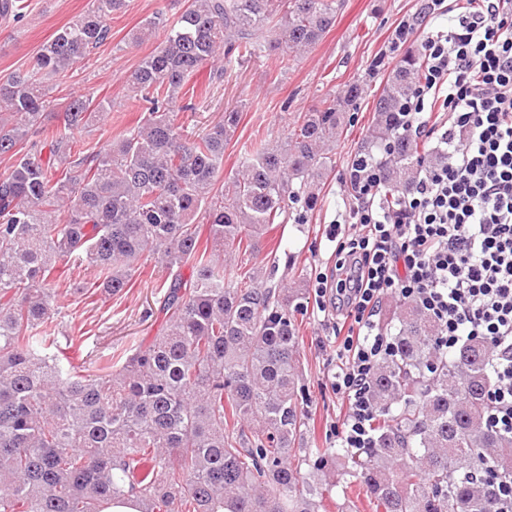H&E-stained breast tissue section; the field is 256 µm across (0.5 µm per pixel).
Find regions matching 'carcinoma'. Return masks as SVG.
Segmentation results:
<instances>
[{
	"instance_id": "1",
	"label": "carcinoma",
	"mask_w": 512,
	"mask_h": 512,
	"mask_svg": "<svg viewBox=\"0 0 512 512\" xmlns=\"http://www.w3.org/2000/svg\"><path fill=\"white\" fill-rule=\"evenodd\" d=\"M126 0L88 9L42 46L31 68L0 82V512H102L133 498L141 512H319L330 488L308 469L339 463L376 512H493L489 476L512 473V436L486 425L480 340L443 358L438 326L418 304L395 311L396 356L378 367L374 445L355 452L301 448L310 431L299 381V335L288 294L226 276L223 255L261 250L288 203L312 211L335 166L345 107L361 85L322 99L280 143H255L241 173L220 179L241 115L226 111L200 132L178 122L198 103L185 87L201 68L273 50L313 48L336 23L337 0H185L174 23L159 10L133 44L161 32L128 84L143 109L136 125L99 148L75 132L108 102L69 93L61 125L39 142L49 80H63L110 34ZM422 68L408 54L375 102L371 139L393 143L384 179L417 174L419 144L394 112ZM209 225L201 239L197 225ZM153 259L168 277L166 329L146 346L90 362L56 354L60 265L84 268L110 295ZM193 263L186 280L181 268ZM144 463L151 471L141 478Z\"/></svg>"
}]
</instances>
